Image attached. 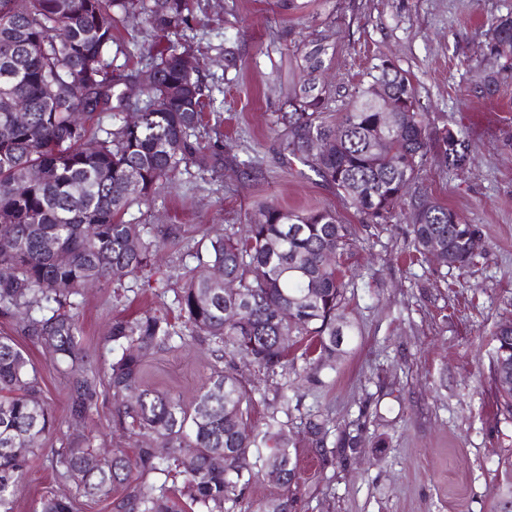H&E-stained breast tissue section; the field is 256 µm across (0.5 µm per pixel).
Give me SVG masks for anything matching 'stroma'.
<instances>
[{
    "instance_id": "35a3bbf8",
    "label": "stroma",
    "mask_w": 512,
    "mask_h": 512,
    "mask_svg": "<svg viewBox=\"0 0 512 512\" xmlns=\"http://www.w3.org/2000/svg\"><path fill=\"white\" fill-rule=\"evenodd\" d=\"M179 41L204 62L210 89L204 117L239 160L264 172L260 183L234 169L223 176L189 171L163 183L149 204L133 206L139 224H177L184 240L164 245L150 287L130 276L84 289L78 296L81 345L88 368L111 359L113 317L177 312V296L195 265L201 238L245 224L254 205L290 210L334 209L351 227L343 269L353 275L347 313L357 334L322 386L289 376L301 398L288 407L285 431L296 445L300 495L296 512H489L492 492L512 461V422L506 421L489 379L490 332L512 320V65L490 56L488 21L512 13V0H196ZM111 56L149 58L161 49L154 29L129 16L118 26ZM330 46L321 77L325 109L335 121L367 85L372 68L391 60L407 74L432 138L463 131L469 160L448 168L432 150L420 185L438 203L480 225L487 253L458 270L422 261L410 245L412 217L362 223L333 190L299 160L283 162L276 116L303 77V42ZM232 45L237 65L224 66ZM493 74L486 91L483 77ZM147 357L145 387L192 404L216 369L211 345L190 341ZM0 334L26 346L54 420L42 452L30 459L15 512H34L46 488H66L48 449L69 433L68 379L51 355L30 346L14 321L0 317ZM328 413L337 428L358 433L361 446L322 466L303 429L309 414ZM94 447L134 451L116 426L112 402L100 401L86 429Z\"/></svg>"
}]
</instances>
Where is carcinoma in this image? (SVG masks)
Masks as SVG:
<instances>
[{
	"mask_svg": "<svg viewBox=\"0 0 512 512\" xmlns=\"http://www.w3.org/2000/svg\"><path fill=\"white\" fill-rule=\"evenodd\" d=\"M114 7L144 15L168 42L150 57L151 82L135 101L120 86L137 80L139 69H114L109 59ZM192 7V0H0V316L17 320L70 374L71 433L66 447L52 450L51 465L75 494L110 499L113 512H236L267 471L277 473L282 493L254 512H295L297 463L279 417L288 413L289 385H277L280 409L257 422L256 389L237 376L235 358L314 385L336 369L355 331L345 313L351 282L340 263L349 233L336 211L266 203L243 230L208 237L179 296V317L191 339L224 352V371L192 405L143 387L145 359L174 348L176 332L162 315L113 318L112 362L98 371L84 366L74 297L90 284L145 270L153 240L181 237L179 226L147 230L124 220L129 209L190 165L202 173L240 165L202 141L208 87L199 60L187 66L175 41ZM490 29V55L512 59V14ZM304 47V79L279 117L288 129L283 158L301 160L366 224H388L410 206L411 243L423 260L474 264L486 251L479 225L415 187L431 137L407 76L381 63L331 124L319 80L328 45L311 39ZM15 99L27 103L24 124L8 112ZM101 112L112 113L110 127L95 120ZM127 112L141 121L129 123ZM440 148L448 164L464 161L461 135L446 132ZM291 336L309 340L292 359L284 342ZM491 340L489 377L500 411L512 419V321L496 324ZM40 394L27 351L0 336V512H13L28 456L54 426ZM107 394L117 403L118 425L153 438L163 452L146 444L132 456L122 448L95 455L84 428ZM331 423L318 411L304 426L323 457ZM152 474L182 476V497L156 492L146 481ZM73 495L51 490L37 512H73ZM491 512H512V469L493 493Z\"/></svg>",
	"mask_w": 512,
	"mask_h": 512,
	"instance_id": "1",
	"label": "carcinoma"
}]
</instances>
